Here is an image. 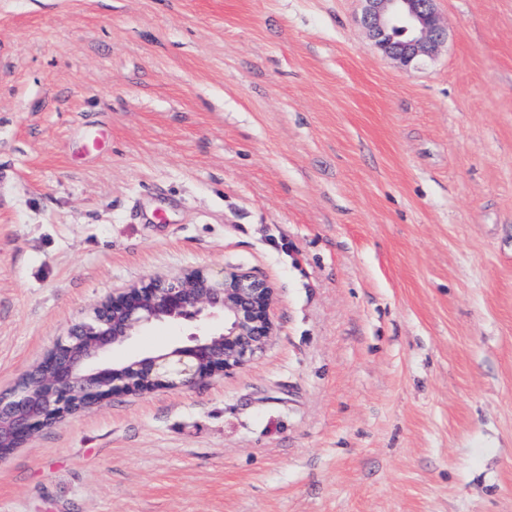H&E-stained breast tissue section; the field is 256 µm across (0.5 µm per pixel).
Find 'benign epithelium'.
Masks as SVG:
<instances>
[{
    "mask_svg": "<svg viewBox=\"0 0 512 512\" xmlns=\"http://www.w3.org/2000/svg\"><path fill=\"white\" fill-rule=\"evenodd\" d=\"M361 23L374 46L403 68L417 67L447 41L434 0H362ZM276 288L241 267L152 277L123 289L75 324L68 336L0 394V459L67 415L117 395L190 389L255 360L276 325ZM195 323L187 344L112 358L156 323Z\"/></svg>",
    "mask_w": 512,
    "mask_h": 512,
    "instance_id": "benign-epithelium-1",
    "label": "benign epithelium"
}]
</instances>
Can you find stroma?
<instances>
[{
  "label": "stroma",
  "mask_w": 512,
  "mask_h": 512,
  "mask_svg": "<svg viewBox=\"0 0 512 512\" xmlns=\"http://www.w3.org/2000/svg\"><path fill=\"white\" fill-rule=\"evenodd\" d=\"M0 0V392L102 300L242 267L260 358L0 461V512H512V0ZM361 23L374 46L403 68L417 67L447 41L434 0H362Z\"/></svg>",
  "instance_id": "obj_1"
}]
</instances>
